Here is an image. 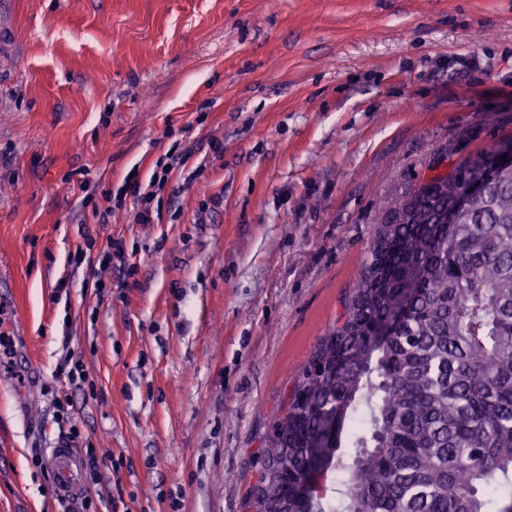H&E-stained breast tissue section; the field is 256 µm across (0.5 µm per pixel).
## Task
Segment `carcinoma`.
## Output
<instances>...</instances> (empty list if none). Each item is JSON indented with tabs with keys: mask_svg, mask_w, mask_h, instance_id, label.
<instances>
[{
	"mask_svg": "<svg viewBox=\"0 0 512 512\" xmlns=\"http://www.w3.org/2000/svg\"><path fill=\"white\" fill-rule=\"evenodd\" d=\"M392 194L260 449L251 512H512V166ZM326 477L306 497L311 467ZM507 155L505 160L501 156ZM512 165V148L503 147L494 152L485 168L484 174L481 178L472 181L464 195L458 198L456 206L468 205L478 199L483 192L484 183L490 179L495 171L502 166Z\"/></svg>",
	"mask_w": 512,
	"mask_h": 512,
	"instance_id": "obj_1",
	"label": "carcinoma"
}]
</instances>
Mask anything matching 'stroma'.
I'll return each instance as SVG.
<instances>
[{"instance_id": "1", "label": "stroma", "mask_w": 512, "mask_h": 512, "mask_svg": "<svg viewBox=\"0 0 512 512\" xmlns=\"http://www.w3.org/2000/svg\"><path fill=\"white\" fill-rule=\"evenodd\" d=\"M510 138L512 0H0V512H64L58 439L95 512H247L386 196ZM173 147L152 223L96 222ZM94 244L93 242H87L85 248L78 246L75 255L78 261L81 263L86 262L87 265H93L95 262L99 264V267L112 264V261L116 259L120 264L126 259V245L122 238H114L109 236L105 239L102 252L93 254ZM107 261V264H104ZM46 462L56 479L58 496L66 501H77L86 492L82 481L80 453L71 444L60 441L47 448Z\"/></svg>"}]
</instances>
